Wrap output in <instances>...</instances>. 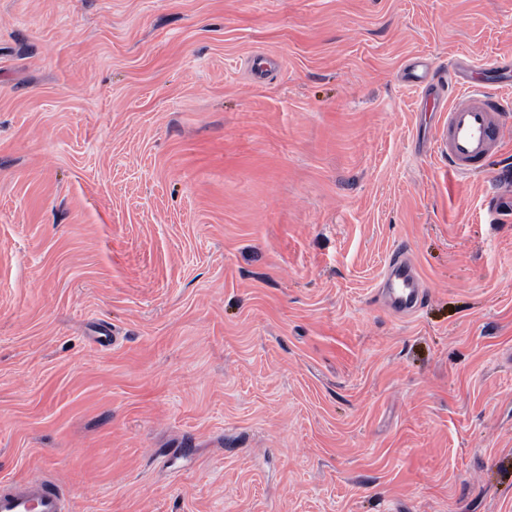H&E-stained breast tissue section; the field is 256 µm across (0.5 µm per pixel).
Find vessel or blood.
Returning <instances> with one entry per match:
<instances>
[{"label": "vessel or blood", "instance_id": "1", "mask_svg": "<svg viewBox=\"0 0 512 512\" xmlns=\"http://www.w3.org/2000/svg\"><path fill=\"white\" fill-rule=\"evenodd\" d=\"M402 78L428 93L443 92L449 84L456 86V93L448 97V120L435 133L436 148L447 155L453 174H467L501 142L506 126L503 108L474 84L469 68H456L447 79L431 78L414 62L404 68ZM382 292L386 304L398 313L414 311L421 304L424 293L419 276L404 253L394 254L388 263ZM0 512H73V501L58 479L39 475L0 487Z\"/></svg>", "mask_w": 512, "mask_h": 512}]
</instances>
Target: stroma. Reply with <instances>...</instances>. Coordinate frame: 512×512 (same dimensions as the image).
<instances>
[{
    "mask_svg": "<svg viewBox=\"0 0 512 512\" xmlns=\"http://www.w3.org/2000/svg\"><path fill=\"white\" fill-rule=\"evenodd\" d=\"M415 58L512 110V0H0V483L512 512V122L449 173ZM405 253L402 248L393 255L382 278L385 302L397 313L414 311L424 298L417 271Z\"/></svg>",
    "mask_w": 512,
    "mask_h": 512,
    "instance_id": "stroma-1",
    "label": "stroma"
}]
</instances>
